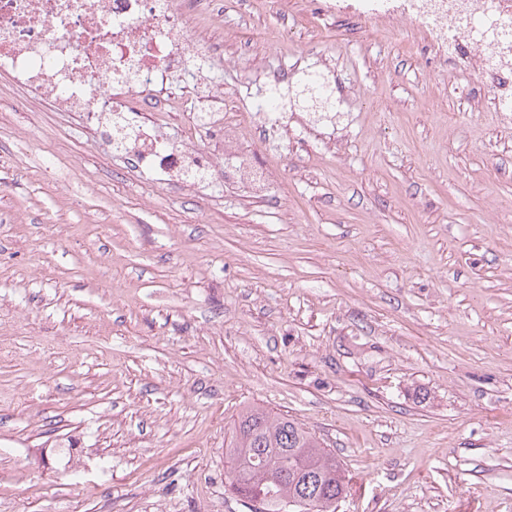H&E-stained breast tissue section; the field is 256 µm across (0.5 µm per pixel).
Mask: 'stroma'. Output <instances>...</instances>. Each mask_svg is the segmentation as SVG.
I'll return each mask as SVG.
<instances>
[{
  "mask_svg": "<svg viewBox=\"0 0 512 512\" xmlns=\"http://www.w3.org/2000/svg\"><path fill=\"white\" fill-rule=\"evenodd\" d=\"M312 2L208 30L241 111V47L290 70L256 186L154 184L0 75V512H251L249 405L336 455L339 512H512V112L411 24Z\"/></svg>",
  "mask_w": 512,
  "mask_h": 512,
  "instance_id": "1",
  "label": "stroma"
}]
</instances>
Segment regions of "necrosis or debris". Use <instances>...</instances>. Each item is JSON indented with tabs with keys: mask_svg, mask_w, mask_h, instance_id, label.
Segmentation results:
<instances>
[{
	"mask_svg": "<svg viewBox=\"0 0 512 512\" xmlns=\"http://www.w3.org/2000/svg\"><path fill=\"white\" fill-rule=\"evenodd\" d=\"M223 0H0V73L56 112H75L104 139L126 136L135 165L165 183L190 167L211 180L251 181L249 157L220 153L239 122L226 121L223 83L209 75L215 52L201 30ZM321 16L409 21L440 59L471 68L505 99L512 97V0H321ZM182 74L184 140L171 143L134 120L164 115L174 98L171 78ZM213 148L201 150L199 136Z\"/></svg>",
	"mask_w": 512,
	"mask_h": 512,
	"instance_id": "4bbe7bcc",
	"label": "necrosis or debris"
}]
</instances>
